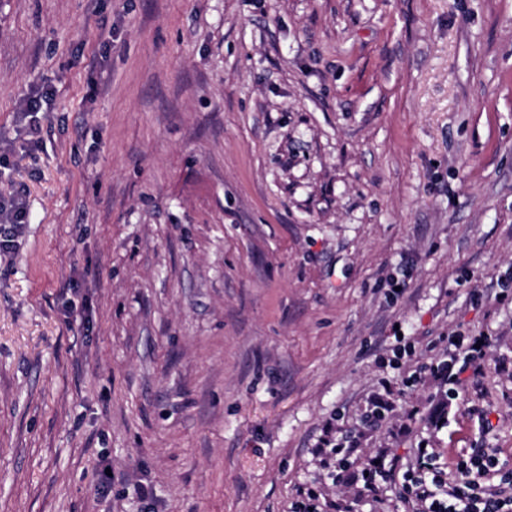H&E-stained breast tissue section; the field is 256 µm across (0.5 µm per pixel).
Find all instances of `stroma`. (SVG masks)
Masks as SVG:
<instances>
[{"mask_svg":"<svg viewBox=\"0 0 512 512\" xmlns=\"http://www.w3.org/2000/svg\"><path fill=\"white\" fill-rule=\"evenodd\" d=\"M16 191L0 512H406L357 494L376 455L512 469V0H0ZM458 334L497 343L451 397L420 368Z\"/></svg>","mask_w":512,"mask_h":512,"instance_id":"obj_1","label":"stroma"}]
</instances>
